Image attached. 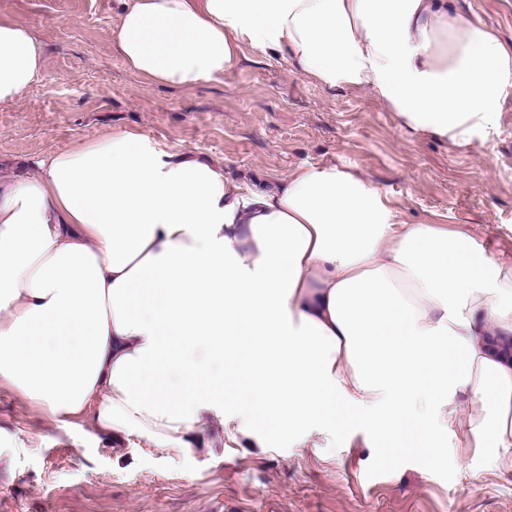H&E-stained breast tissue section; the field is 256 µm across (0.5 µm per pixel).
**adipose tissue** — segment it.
<instances>
[{
  "label": "adipose tissue",
  "mask_w": 512,
  "mask_h": 512,
  "mask_svg": "<svg viewBox=\"0 0 512 512\" xmlns=\"http://www.w3.org/2000/svg\"><path fill=\"white\" fill-rule=\"evenodd\" d=\"M111 41L179 86L258 48L459 147L512 91V46L448 0H122ZM43 56L27 24L0 18V104L42 81ZM496 336H512V265L408 223L347 168L252 190L115 129L0 182V383L114 436L189 449L201 414L229 405L230 444L261 448L258 421L298 438L340 403L367 409L363 444L390 443L396 463L413 426L433 463L476 448L512 469V359Z\"/></svg>",
  "instance_id": "ef3b65f1"
}]
</instances>
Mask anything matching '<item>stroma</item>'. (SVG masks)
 Instances as JSON below:
<instances>
[{
    "label": "stroma",
    "instance_id": "stroma-1",
    "mask_svg": "<svg viewBox=\"0 0 512 512\" xmlns=\"http://www.w3.org/2000/svg\"><path fill=\"white\" fill-rule=\"evenodd\" d=\"M512 46V0H453ZM121 0H0V17L30 26L44 46L43 81L0 105V179L115 127L158 150L212 160L265 190L301 165L350 167L412 223L464 230L512 262V93L475 144L403 130L371 94L326 89L258 50L193 87L131 72L112 50ZM265 448L147 447L115 442L91 420L54 419L0 385V512H512V470L478 451L429 467H396L363 447L364 412Z\"/></svg>",
    "mask_w": 512,
    "mask_h": 512
}]
</instances>
